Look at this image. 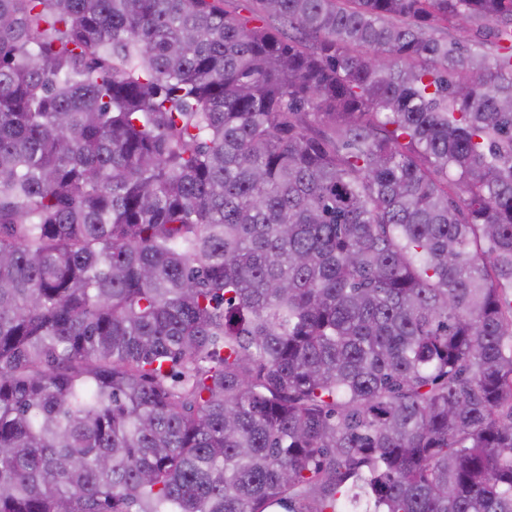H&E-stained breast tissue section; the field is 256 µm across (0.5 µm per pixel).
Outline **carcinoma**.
<instances>
[{"mask_svg": "<svg viewBox=\"0 0 512 512\" xmlns=\"http://www.w3.org/2000/svg\"><path fill=\"white\" fill-rule=\"evenodd\" d=\"M253 3L0 0V512H512V0Z\"/></svg>", "mask_w": 512, "mask_h": 512, "instance_id": "1", "label": "carcinoma"}]
</instances>
